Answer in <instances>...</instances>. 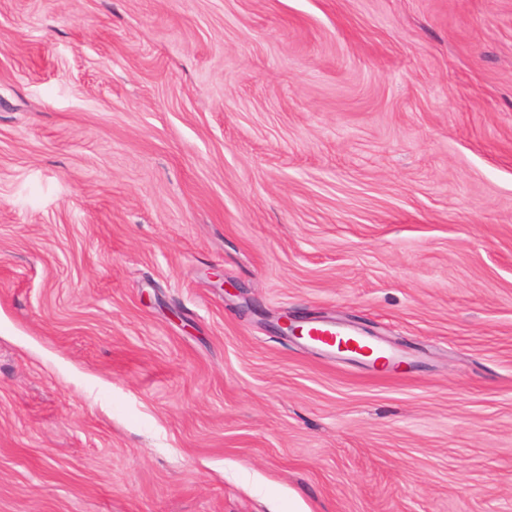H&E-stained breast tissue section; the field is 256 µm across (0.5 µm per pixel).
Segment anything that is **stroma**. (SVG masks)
Returning a JSON list of instances; mask_svg holds the SVG:
<instances>
[{"label":"stroma","instance_id":"obj_1","mask_svg":"<svg viewBox=\"0 0 512 512\" xmlns=\"http://www.w3.org/2000/svg\"><path fill=\"white\" fill-rule=\"evenodd\" d=\"M0 512H512V0H0Z\"/></svg>","mask_w":512,"mask_h":512}]
</instances>
